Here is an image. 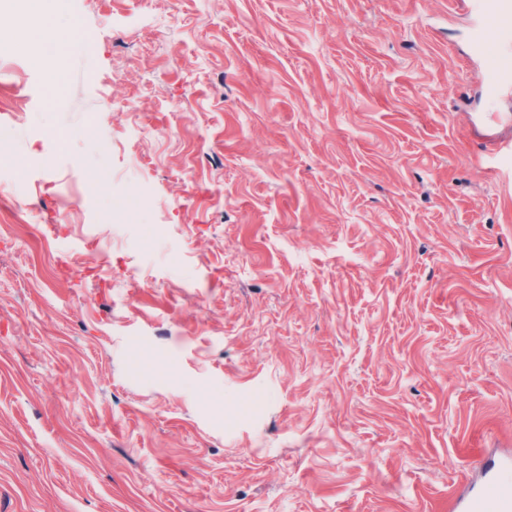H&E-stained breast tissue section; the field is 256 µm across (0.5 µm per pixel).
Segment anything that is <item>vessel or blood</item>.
<instances>
[{"label":"vessel or blood","mask_w":512,"mask_h":512,"mask_svg":"<svg viewBox=\"0 0 512 512\" xmlns=\"http://www.w3.org/2000/svg\"><path fill=\"white\" fill-rule=\"evenodd\" d=\"M477 51L485 60L512 55V0H470ZM450 512H512V460L485 464L482 482L467 497L448 503Z\"/></svg>","instance_id":"1"}]
</instances>
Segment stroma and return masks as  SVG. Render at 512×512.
<instances>
[{"label":"stroma","mask_w":512,"mask_h":512,"mask_svg":"<svg viewBox=\"0 0 512 512\" xmlns=\"http://www.w3.org/2000/svg\"><path fill=\"white\" fill-rule=\"evenodd\" d=\"M22 2L0 512H448L512 456V130L478 120L512 95L469 0H64L28 37Z\"/></svg>","instance_id":"obj_1"}]
</instances>
